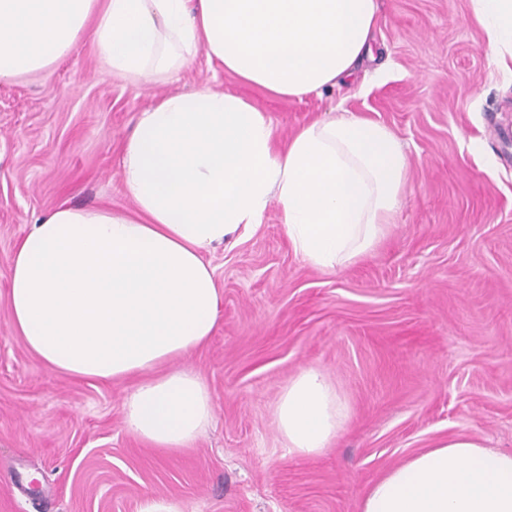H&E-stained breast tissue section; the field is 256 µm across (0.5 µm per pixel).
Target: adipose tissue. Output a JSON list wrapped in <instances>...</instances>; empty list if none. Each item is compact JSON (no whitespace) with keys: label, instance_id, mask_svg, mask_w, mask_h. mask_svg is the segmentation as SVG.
<instances>
[{"label":"adipose tissue","instance_id":"ef3b65f1","mask_svg":"<svg viewBox=\"0 0 512 512\" xmlns=\"http://www.w3.org/2000/svg\"><path fill=\"white\" fill-rule=\"evenodd\" d=\"M473 10L512 81V0H473ZM377 20L376 0H0V81L52 66L85 37L125 78L167 81L202 51L242 83L299 100L348 82ZM121 165L135 214L61 206L21 240L9 263L11 328L55 372L131 382L126 430L186 448L214 414L202 377L172 365L217 325L206 253L255 232L275 206L296 255L344 268L384 237L410 161L393 130L348 111L279 144L266 112L207 88L139 112ZM275 415L290 452L307 457L349 408L310 368ZM360 512H512V453L457 434L370 484Z\"/></svg>","mask_w":512,"mask_h":512}]
</instances>
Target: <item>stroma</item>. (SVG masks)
<instances>
[{
	"instance_id": "1",
	"label": "stroma",
	"mask_w": 512,
	"mask_h": 512,
	"mask_svg": "<svg viewBox=\"0 0 512 512\" xmlns=\"http://www.w3.org/2000/svg\"><path fill=\"white\" fill-rule=\"evenodd\" d=\"M373 56L345 85L270 97L198 53L168 83L104 69L89 40L0 82V512H359L410 455L466 433L512 452V83L489 65L472 0H377ZM206 88L267 112L280 141L340 107L389 127L411 168L384 240L326 271L294 254L277 210L215 247L218 328L177 366L202 376L214 418L164 451L123 423L125 383L49 369L10 328L8 261L67 204L129 214L121 157L136 116ZM350 418L296 457L275 406L303 369Z\"/></svg>"
}]
</instances>
